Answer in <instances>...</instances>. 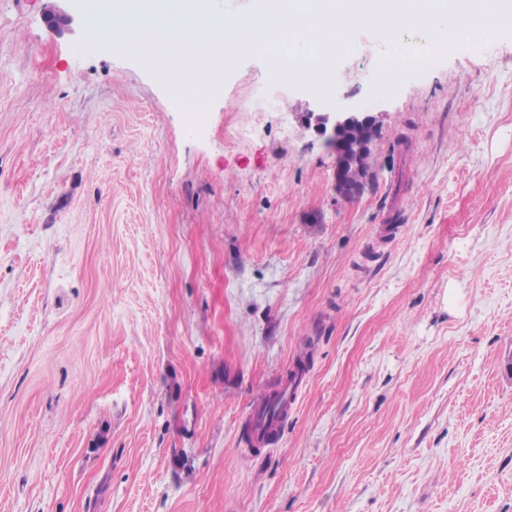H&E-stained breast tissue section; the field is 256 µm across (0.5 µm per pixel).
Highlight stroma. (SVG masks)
Returning a JSON list of instances; mask_svg holds the SVG:
<instances>
[{"mask_svg": "<svg viewBox=\"0 0 512 512\" xmlns=\"http://www.w3.org/2000/svg\"><path fill=\"white\" fill-rule=\"evenodd\" d=\"M48 6L0 0V512H512V38L373 100L355 30L328 103L247 54L193 115ZM341 110L350 202L301 119ZM51 4L45 13L47 26L58 33L69 30L77 18L68 10L66 2L71 0H50Z\"/></svg>", "mask_w": 512, "mask_h": 512, "instance_id": "35a3bbf8", "label": "stroma"}]
</instances>
